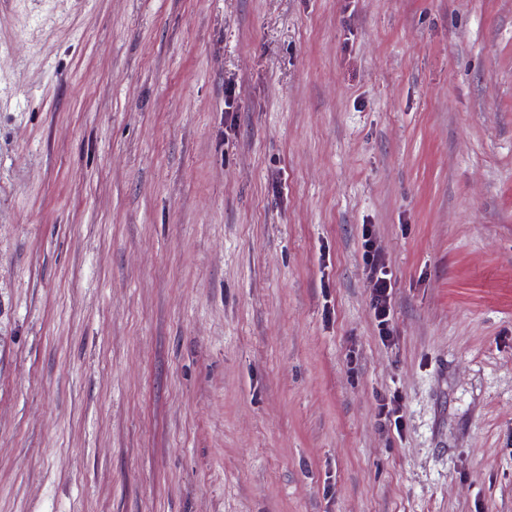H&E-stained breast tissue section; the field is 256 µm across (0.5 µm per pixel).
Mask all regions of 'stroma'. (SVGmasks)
Returning <instances> with one entry per match:
<instances>
[{
    "label": "stroma",
    "instance_id": "obj_1",
    "mask_svg": "<svg viewBox=\"0 0 512 512\" xmlns=\"http://www.w3.org/2000/svg\"><path fill=\"white\" fill-rule=\"evenodd\" d=\"M0 512H512V0H0ZM369 231L363 232L364 258L369 265V283L373 295V306L375 318L378 321L380 334L386 338L390 336L389 315H390V294L391 278L383 259L374 249Z\"/></svg>",
    "mask_w": 512,
    "mask_h": 512
}]
</instances>
